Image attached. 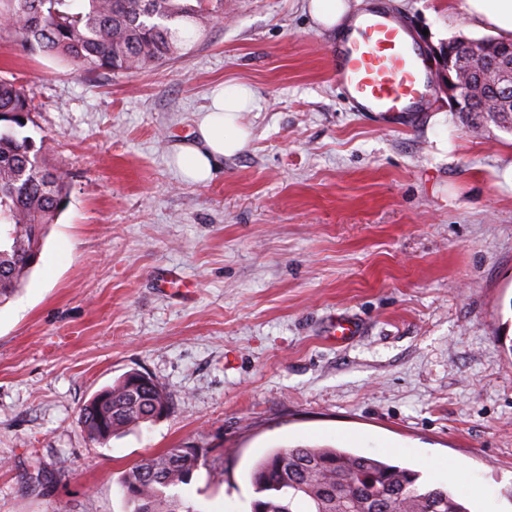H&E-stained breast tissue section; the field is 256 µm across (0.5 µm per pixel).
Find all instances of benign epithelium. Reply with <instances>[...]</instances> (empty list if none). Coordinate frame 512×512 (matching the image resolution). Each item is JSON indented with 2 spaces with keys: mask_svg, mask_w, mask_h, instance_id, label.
<instances>
[{
  "mask_svg": "<svg viewBox=\"0 0 512 512\" xmlns=\"http://www.w3.org/2000/svg\"><path fill=\"white\" fill-rule=\"evenodd\" d=\"M452 51L446 46L428 47L430 65L435 67L436 83L448 95V106L461 112H472L471 77L487 79L488 95L497 100L512 99V72L505 74L497 65V61L485 58L475 51L469 57L467 66L454 72L451 66Z\"/></svg>",
  "mask_w": 512,
  "mask_h": 512,
  "instance_id": "benign-epithelium-1",
  "label": "benign epithelium"
}]
</instances>
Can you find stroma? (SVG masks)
Wrapping results in <instances>:
<instances>
[{
  "label": "stroma",
  "mask_w": 512,
  "mask_h": 512,
  "mask_svg": "<svg viewBox=\"0 0 512 512\" xmlns=\"http://www.w3.org/2000/svg\"><path fill=\"white\" fill-rule=\"evenodd\" d=\"M387 3L436 46L491 34L466 0ZM335 35L305 0H224L182 57L114 73L0 27V78L70 182L0 306V512H127L123 472L172 448L204 451L177 489L195 512H249L256 464L308 444L512 512V133L472 129L437 88L394 127L355 111ZM225 83L255 92L250 141L186 181L173 158ZM131 370L170 413L91 442L80 406Z\"/></svg>",
  "instance_id": "stroma-1"
}]
</instances>
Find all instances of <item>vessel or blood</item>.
Wrapping results in <instances>:
<instances>
[{
  "instance_id": "vessel-or-blood-1",
  "label": "vessel or blood",
  "mask_w": 512,
  "mask_h": 512,
  "mask_svg": "<svg viewBox=\"0 0 512 512\" xmlns=\"http://www.w3.org/2000/svg\"><path fill=\"white\" fill-rule=\"evenodd\" d=\"M336 82L353 106L385 119L427 109L432 72L413 30L376 0L331 49Z\"/></svg>"
}]
</instances>
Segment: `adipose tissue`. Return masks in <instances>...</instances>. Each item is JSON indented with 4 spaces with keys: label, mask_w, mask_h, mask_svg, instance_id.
Here are the masks:
<instances>
[{
    "label": "adipose tissue",
    "mask_w": 512,
    "mask_h": 512,
    "mask_svg": "<svg viewBox=\"0 0 512 512\" xmlns=\"http://www.w3.org/2000/svg\"><path fill=\"white\" fill-rule=\"evenodd\" d=\"M467 19L479 27L492 28L504 41L512 40V0H466ZM253 91L242 83H228L215 90L212 101L197 122V137L182 146L179 166L195 182L208 180L219 159L242 151L249 139L239 123L240 113L249 111Z\"/></svg>",
    "instance_id": "1"
}]
</instances>
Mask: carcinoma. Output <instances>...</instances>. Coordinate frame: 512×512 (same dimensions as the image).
I'll return each mask as SVG.
<instances>
[{
  "label": "carcinoma",
  "mask_w": 512,
  "mask_h": 512,
  "mask_svg": "<svg viewBox=\"0 0 512 512\" xmlns=\"http://www.w3.org/2000/svg\"><path fill=\"white\" fill-rule=\"evenodd\" d=\"M0 17L23 45L87 71L146 68L186 49L189 29L224 17V0H0ZM485 53L512 56V43L485 38ZM32 105L22 85L0 79V306L39 262L48 225L67 205L65 173L48 167L46 139L23 134ZM170 397L133 370L84 402L88 437L107 443L120 431L168 413ZM202 449L172 448L126 470L120 487L128 512H196L174 489L191 482ZM421 474L333 446L281 448L260 461L250 512H468Z\"/></svg>",
  "instance_id": "carcinoma-1"
}]
</instances>
